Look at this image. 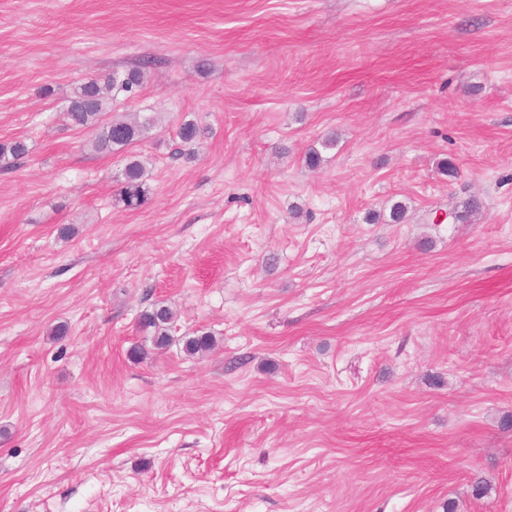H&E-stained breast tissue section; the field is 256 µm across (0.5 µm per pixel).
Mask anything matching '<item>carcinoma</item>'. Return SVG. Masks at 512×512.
Instances as JSON below:
<instances>
[{
  "label": "carcinoma",
  "mask_w": 512,
  "mask_h": 512,
  "mask_svg": "<svg viewBox=\"0 0 512 512\" xmlns=\"http://www.w3.org/2000/svg\"><path fill=\"white\" fill-rule=\"evenodd\" d=\"M146 79L141 69H132L125 73L114 72L91 79L76 89L67 109L71 124L79 129L95 133L92 147L99 152L120 151L145 137L150 122L112 120L102 121L103 115L110 111L112 101L122 94L130 99L134 97ZM208 128L194 120L183 121L176 134L186 146H193L206 137ZM28 153V146L22 140L0 144V163L14 165ZM150 188L146 179L144 165L137 159L127 161L123 178L114 193L116 204L129 211L144 208L150 199ZM173 318L172 311L164 305H154L139 318V330L152 338L155 348L163 349L170 344L168 329ZM215 339L209 332L188 336L183 341V352L193 357L210 350Z\"/></svg>",
  "instance_id": "cac0c4a2"
}]
</instances>
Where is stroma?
I'll list each match as a JSON object with an SVG mask.
<instances>
[{
    "label": "stroma",
    "instance_id": "stroma-1",
    "mask_svg": "<svg viewBox=\"0 0 512 512\" xmlns=\"http://www.w3.org/2000/svg\"><path fill=\"white\" fill-rule=\"evenodd\" d=\"M142 62L94 152L70 98ZM14 140L0 512H512V0H0ZM150 194L144 165L138 159H129L113 196L116 204L129 211L140 210L147 205ZM173 318L172 311L164 305H154L139 318L138 327L143 333L151 336L155 348L163 349L170 344L168 329Z\"/></svg>",
    "mask_w": 512,
    "mask_h": 512
}]
</instances>
